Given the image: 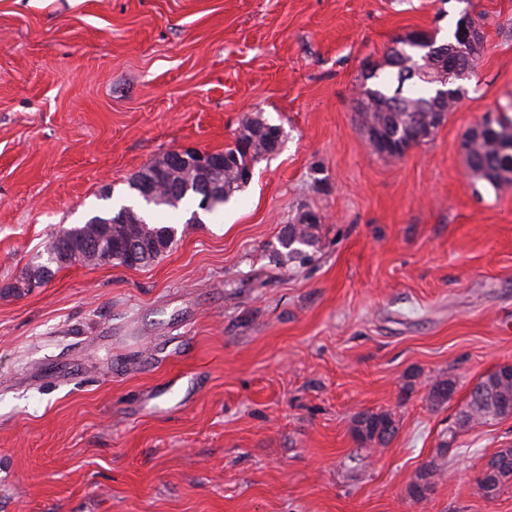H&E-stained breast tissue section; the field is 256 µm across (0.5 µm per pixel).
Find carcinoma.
Wrapping results in <instances>:
<instances>
[{
	"instance_id": "1",
	"label": "carcinoma",
	"mask_w": 512,
	"mask_h": 512,
	"mask_svg": "<svg viewBox=\"0 0 512 512\" xmlns=\"http://www.w3.org/2000/svg\"><path fill=\"white\" fill-rule=\"evenodd\" d=\"M478 27L470 15L462 16L456 23L452 38L443 44L431 43L425 47L410 33L398 40L400 48L386 55L385 66L389 72L381 74L379 68L371 66L365 82L359 85L357 112L362 127L369 132L376 127L399 140H410V134L418 125L432 123V108L444 85H454L458 76L454 72H443L442 54L462 69L472 70L483 46V38L470 44L467 53L458 56L460 34ZM254 124V130L247 139L228 147L225 152L237 154L233 165L224 167L211 181L222 184L221 195L213 206H204V196L196 188L198 176L194 173L177 171L170 177L150 183L161 196L162 205L178 207L186 199L198 200L197 207L214 213L230 201L234 193L246 187L241 182L242 172L249 164L265 158L269 152L266 144V131L271 124L261 117L249 118L242 126ZM512 140V106L506 108L498 127V132L480 139L468 138L463 141L468 168L472 177L496 188L507 182L498 171L503 163L502 137ZM109 217L96 215L85 224L72 227L64 232V240L52 244L55 265L80 263L83 259H93L99 263L108 260L114 266L137 268L150 265L169 251L167 244L173 240L176 228L170 224H114L100 228L96 223L107 221ZM315 224L284 225L271 251L272 261L279 264L284 260L297 259L304 263L313 259L319 248L315 234ZM55 274L51 266H31L11 285L19 292L21 286L32 278L45 281ZM455 390V382L448 378L435 380L428 393L429 404L433 407L448 402V392ZM512 397V365L501 366L482 376L476 389L469 394L461 420L464 425L486 424L497 419L501 403ZM397 421L386 411L359 412L353 418V435L357 442L372 446H386L397 433ZM444 469L437 459L425 463L417 472L408 487V496L415 503L427 500L432 494L436 479L442 477ZM512 483V469H500L476 479L479 492L485 498H494L508 484Z\"/></svg>"
}]
</instances>
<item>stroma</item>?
<instances>
[{
	"mask_svg": "<svg viewBox=\"0 0 512 512\" xmlns=\"http://www.w3.org/2000/svg\"><path fill=\"white\" fill-rule=\"evenodd\" d=\"M483 33L467 92L400 159L367 144L365 62L414 31ZM512 99V0H0V512H512L484 498L512 418L458 430L427 502L407 487L477 379L512 364V183L462 141ZM279 151L207 223L159 207L147 267L80 263L8 290L56 234L123 203L165 153ZM319 213L307 264H270ZM439 377L456 390L426 395ZM389 445L359 447L358 411ZM397 421L390 412H358L353 418V435L357 442L385 447L397 433Z\"/></svg>",
	"mask_w": 512,
	"mask_h": 512,
	"instance_id": "35a3bbf8",
	"label": "stroma"
}]
</instances>
